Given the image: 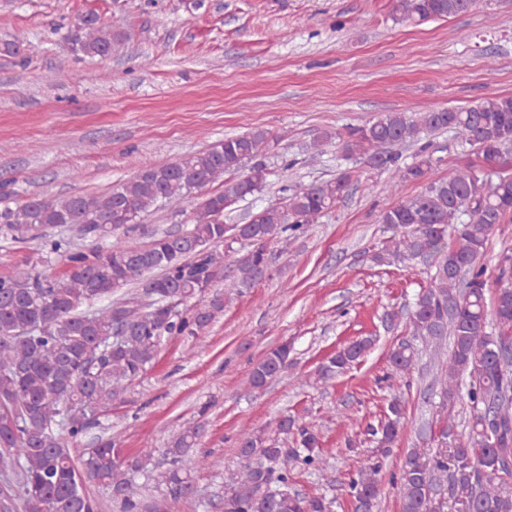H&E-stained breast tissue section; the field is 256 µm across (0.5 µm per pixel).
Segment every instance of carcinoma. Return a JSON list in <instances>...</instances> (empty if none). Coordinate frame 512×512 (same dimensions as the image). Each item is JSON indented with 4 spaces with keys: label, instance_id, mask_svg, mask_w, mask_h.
Returning <instances> with one entry per match:
<instances>
[{
    "label": "carcinoma",
    "instance_id": "1",
    "mask_svg": "<svg viewBox=\"0 0 512 512\" xmlns=\"http://www.w3.org/2000/svg\"><path fill=\"white\" fill-rule=\"evenodd\" d=\"M476 3L394 0L393 16L423 22L465 13ZM124 39L89 12L69 42L74 52L102 58ZM440 130L495 164L512 148V97H486L460 110L386 112L325 133L310 148L321 153L341 143L348 155L392 172L386 184L391 193L401 184L423 185L382 212L380 223L394 234L374 260L431 262L430 284L416 294L408 327L435 348L450 340L435 379L445 420L439 435L448 439L454 460L473 457L479 466L450 471L448 459L431 464L422 449H410L399 480L401 512H439L443 497L468 512H512V248L498 256V288L490 301L483 263L489 239L512 216V175L490 181L463 168L431 179L435 160L425 137ZM268 140L267 131L252 129L174 163L133 160L134 175L99 196L35 195L0 206V234L44 239L65 263L54 280L29 266L0 278V474L14 478L20 512H99L100 502L86 490L89 481L109 491L123 512H168L169 502L197 496L192 473L199 462L200 424L179 430L162 450L167 468L157 477L161 493L150 499L135 474L156 449L130 459L101 435L76 458L70 445L99 425L103 410L124 399L164 338L194 337L222 314L224 295L209 294L216 281L236 291L251 287L267 268L269 242L318 223L344 196L354 177L350 169L333 180L283 188L282 201L253 213L248 224L224 223L228 207L267 186L272 171L260 157ZM401 144L417 147L412 161L393 150ZM217 181L224 189L205 193ZM164 205L193 206L192 228L158 236L146 247L129 244L124 235L141 216ZM68 224L104 245L86 251L65 238L47 239L48 231ZM238 242L251 249L235 260L236 274L226 279V250ZM130 285L141 286L143 294L112 298ZM171 295L195 303L182 311L169 306ZM144 296L152 301L143 302ZM371 347L368 337L350 342L318 368L317 379L330 380ZM290 351L285 342L267 352L245 389L261 391L286 373ZM389 360L395 371L410 373L414 349L403 341ZM464 395L470 424L458 432L452 408ZM402 418V400L394 399L386 419L370 428L377 454L350 480L355 512H374L383 460L403 429ZM277 428L284 435L296 430L297 447L282 448L261 431L240 434V466L224 472V512H327L324 498L290 490L296 466L324 469L318 435L295 426L288 415Z\"/></svg>",
    "mask_w": 512,
    "mask_h": 512
}]
</instances>
